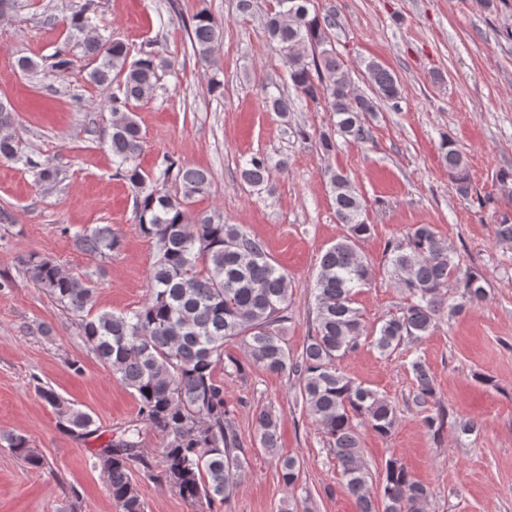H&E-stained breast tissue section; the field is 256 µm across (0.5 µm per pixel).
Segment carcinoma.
Returning a JSON list of instances; mask_svg holds the SVG:
<instances>
[{
    "label": "carcinoma",
    "mask_w": 512,
    "mask_h": 512,
    "mask_svg": "<svg viewBox=\"0 0 512 512\" xmlns=\"http://www.w3.org/2000/svg\"><path fill=\"white\" fill-rule=\"evenodd\" d=\"M55 21L62 23L67 37L53 54L51 69L68 70L79 53L95 62L88 73L91 83L116 85L117 93L107 105L111 121L104 135L116 173L140 189L135 211L139 229L157 245L147 298L129 313L94 311L93 289L51 259L31 254L23 261L25 278L79 317L86 342L111 369L112 377L134 395L138 421L163 436L159 471L141 448L136 424L95 450L97 464L122 512H144L132 481L135 473L174 488L191 504L230 503L245 466L232 410L224 398V380L216 371L241 372L239 361L225 353V347L238 339L244 340L253 365L297 376L296 397L324 434L357 512H426L430 491L397 459L386 462L377 490H372L373 476L364 461L358 426L387 437L397 421L396 407L344 374L336 361L355 352L363 337L389 357L404 340L431 334L444 313H461L485 299L483 275L461 270L434 225L415 224L386 247V274L406 296L405 306L366 332L356 296L370 287L372 275L358 242L370 236L373 225L367 223L364 200L350 176L329 166L324 177L331 188L336 221L347 226L349 235L320 258L314 335L308 337L301 355L293 358L283 336V324L288 321V275L262 241L241 225L226 222L223 213L192 215L188 210L191 199L207 193L210 173L167 157L160 178L164 184H174L175 191L170 192L157 187L137 163L143 140L131 108L151 96L167 60L149 53L128 61L127 47L99 35L84 9L59 19L48 17V22ZM261 23L269 41L285 53L288 77L300 100L321 106L333 116V130L320 137L323 151L333 152L338 138L369 142V118L378 111L379 102L400 98L398 78L371 61L366 69L373 94L354 92L332 45L336 13H321L315 0H276ZM221 34V23L211 15L200 12L192 17L191 47L208 67L216 64L215 46ZM266 104L280 117L293 110L292 102L280 93L267 92ZM14 123L13 102L0 96V158L22 163L40 183L58 182V168L20 148ZM440 150L454 177L456 194L470 197L472 184L461 151L448 138L441 141ZM287 166L286 158L275 161L253 154L245 160L241 178L260 187L268 182L272 169ZM74 240L90 256L118 246L108 226L78 230ZM411 370L415 402L427 410L424 427L438 436L450 414L436 398L425 364L415 361ZM38 391L65 433L81 440L100 437L90 413L49 387ZM279 426V418L269 410L256 415L258 441L272 453L279 448ZM7 440L31 466L42 465L25 437L12 435ZM300 470L299 459H280L286 487L296 486Z\"/></svg>",
    "instance_id": "cac0c4a2"
}]
</instances>
